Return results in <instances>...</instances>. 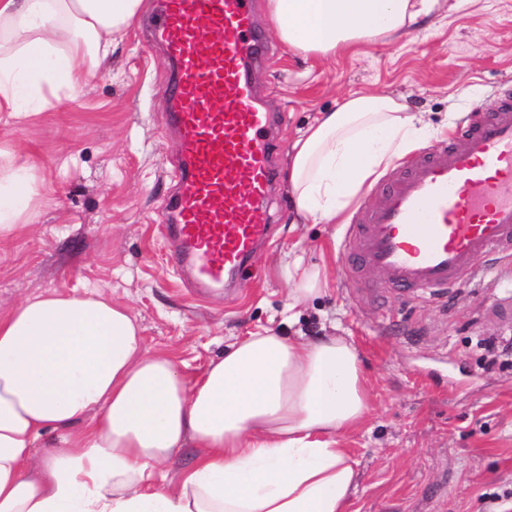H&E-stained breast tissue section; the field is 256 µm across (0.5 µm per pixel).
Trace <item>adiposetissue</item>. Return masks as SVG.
Returning a JSON list of instances; mask_svg holds the SVG:
<instances>
[{
	"label": "adipose tissue",
	"instance_id": "ef3b65f1",
	"mask_svg": "<svg viewBox=\"0 0 512 512\" xmlns=\"http://www.w3.org/2000/svg\"><path fill=\"white\" fill-rule=\"evenodd\" d=\"M143 0H0V112L73 96ZM438 0H268L280 39L333 55L406 32ZM429 128L389 95L355 93L293 141L297 222L333 224ZM36 166L0 150V236L33 223ZM291 305L329 294L320 268L288 266ZM369 410L362 360L341 336L250 333L188 377L150 352L123 306L53 290L0 314V512H348L356 460L339 437ZM59 444L44 459L42 437ZM192 463L170 485L182 449Z\"/></svg>",
	"mask_w": 512,
	"mask_h": 512
}]
</instances>
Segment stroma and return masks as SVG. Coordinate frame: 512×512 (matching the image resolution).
I'll return each mask as SVG.
<instances>
[{"label":"stroma","mask_w":512,"mask_h":512,"mask_svg":"<svg viewBox=\"0 0 512 512\" xmlns=\"http://www.w3.org/2000/svg\"><path fill=\"white\" fill-rule=\"evenodd\" d=\"M263 52L257 96L277 118L270 240L254 276L220 293L189 288L159 232L175 185L177 140L163 89L169 69L140 15L76 99L23 118L0 113V149L33 162L34 223L0 238V312L52 289L92 291L126 306L146 347L202 372L237 339L269 328L336 334L358 347L371 409L344 447L358 462L349 512H502L512 498V258L445 294L379 293V272L350 271L339 224H296L284 181L293 140L321 110L355 91L403 97L425 113L419 144L462 146L463 121L488 112L512 82V0H441L430 25L333 56L291 53L257 0ZM325 266L330 296L288 306L295 256ZM502 352L488 366L483 341Z\"/></svg>","instance_id":"1"}]
</instances>
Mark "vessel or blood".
<instances>
[{
    "label": "vessel or blood",
    "instance_id": "obj_1",
    "mask_svg": "<svg viewBox=\"0 0 512 512\" xmlns=\"http://www.w3.org/2000/svg\"><path fill=\"white\" fill-rule=\"evenodd\" d=\"M152 39L174 78L163 90L178 137L164 233L195 287L242 276L269 227L273 119L255 93L254 0H155ZM462 147L405 157L379 203L359 209L345 256L403 294L443 293L512 255V88L462 130Z\"/></svg>",
    "mask_w": 512,
    "mask_h": 512
}]
</instances>
